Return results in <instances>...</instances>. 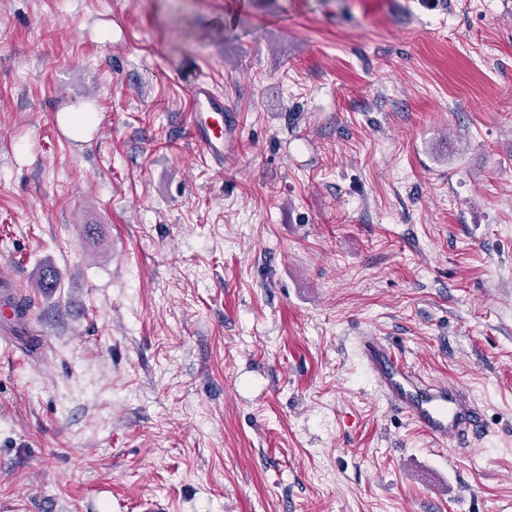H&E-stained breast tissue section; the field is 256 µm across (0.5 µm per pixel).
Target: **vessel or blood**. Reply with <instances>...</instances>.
Returning <instances> with one entry per match:
<instances>
[{
    "label": "vessel or blood",
    "instance_id": "b4317fda",
    "mask_svg": "<svg viewBox=\"0 0 512 512\" xmlns=\"http://www.w3.org/2000/svg\"><path fill=\"white\" fill-rule=\"evenodd\" d=\"M235 121V114L226 111L223 98L208 84L194 87L192 138L215 164L224 162ZM359 348L378 395L435 443L464 445L481 434L478 406L466 388L422 377L380 338L360 337Z\"/></svg>",
    "mask_w": 512,
    "mask_h": 512
}]
</instances>
